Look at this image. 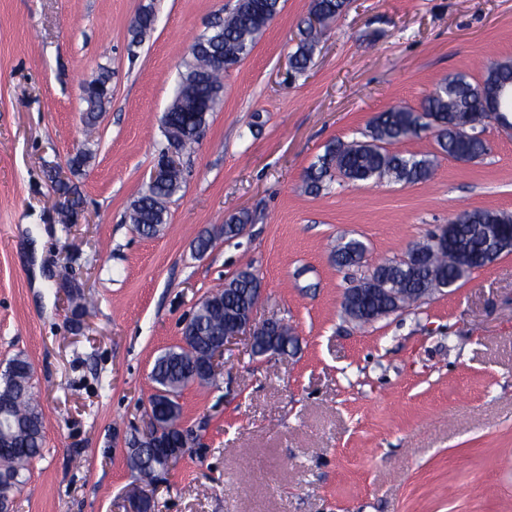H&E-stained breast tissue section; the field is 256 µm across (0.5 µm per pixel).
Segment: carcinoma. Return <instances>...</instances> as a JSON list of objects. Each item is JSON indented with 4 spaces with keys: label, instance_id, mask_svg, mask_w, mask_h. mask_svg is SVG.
Here are the masks:
<instances>
[{
    "label": "carcinoma",
    "instance_id": "1",
    "mask_svg": "<svg viewBox=\"0 0 512 512\" xmlns=\"http://www.w3.org/2000/svg\"><path fill=\"white\" fill-rule=\"evenodd\" d=\"M280 0H246L234 8L210 35L197 39L190 48V56L184 62L181 88L186 92L203 93L212 104L220 100L221 75L211 67V55L215 53L245 58L253 49L258 37L271 19L279 12ZM346 0H312L310 14L321 23L335 19L342 13ZM318 29L310 26L291 56V67L297 72L306 70L311 62ZM111 75L101 73L96 79V91L84 97L86 103L85 124H95L98 114L110 102ZM497 86L512 87V60L497 61L486 67L483 78L474 81L466 73H456L430 94L421 108L395 105L380 113L369 126L365 140L350 143L338 142L327 147L325 154L306 172L304 191L317 194L326 182L341 179L348 182L379 183L383 180L414 184L429 180L434 163L430 158L404 155L390 150V146L417 136L422 130H432L441 153L450 157L459 154L478 159L489 153L484 140L473 136L463 139L457 132L459 121L468 117L476 123L485 119L484 102L489 92ZM164 136L173 137L182 149L196 144L192 137V124L176 120L173 128L163 125ZM183 185L182 175L175 172L160 184L149 187L129 206V220L146 236L160 231L165 223L166 204ZM249 216L244 213L229 216L218 234L226 239L236 237L239 225L246 224ZM453 241L464 256L474 259V264H486L487 253L497 256L504 249L491 250L484 228L489 225L512 227V215L504 212L474 209L457 214L452 220ZM423 261L407 268L395 259L387 260L367 270L370 277L382 282L386 293L376 299L378 303L396 313L411 307L432 294L440 284L453 286L458 275L448 265L446 255L436 250L430 240L415 244ZM367 247L356 239H340L333 251L336 265L361 268L365 264ZM251 267L239 270L224 286L212 292L220 306L197 309L191 317V325L198 333L196 346L185 349L180 345L162 353L154 363L151 380L153 393L148 401L155 405L161 420L173 428L170 441H178L175 428L182 424V412L178 402L180 392L191 383L194 366L207 354V340L224 332V323L244 318L250 310L257 285ZM291 327L279 328L276 342L263 340L262 347L285 350L292 345ZM33 368L28 358H12L0 374V404L12 408V416L23 421L19 428H0L11 436L12 448L0 453V483L4 491L14 493L27 480L29 467L42 453L45 441V424L39 404L33 397L30 384ZM159 448H129L128 464L146 485L158 482L160 474L157 455Z\"/></svg>",
    "mask_w": 512,
    "mask_h": 512
}]
</instances>
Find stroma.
<instances>
[{
  "label": "stroma",
  "instance_id": "obj_1",
  "mask_svg": "<svg viewBox=\"0 0 512 512\" xmlns=\"http://www.w3.org/2000/svg\"><path fill=\"white\" fill-rule=\"evenodd\" d=\"M310 3L281 0L225 72L148 237L125 215L166 145L191 45L235 0H0V372L28 358L45 420L15 512H125L154 361L248 265L265 288L256 323L283 320L298 346L257 356L239 336L212 383L183 390L199 442L149 488L158 512H512V253L361 327L342 311L357 273L331 253L361 239L372 267L460 210L512 213V129L487 125L491 152L468 163L429 131L395 144L434 157L423 183L300 190L329 144L362 139L379 112L512 59V0H349L298 73ZM148 6L155 26L134 38ZM104 71L112 98L90 133L82 88ZM239 212L243 234L197 256L196 239Z\"/></svg>",
  "mask_w": 512,
  "mask_h": 512
}]
</instances>
